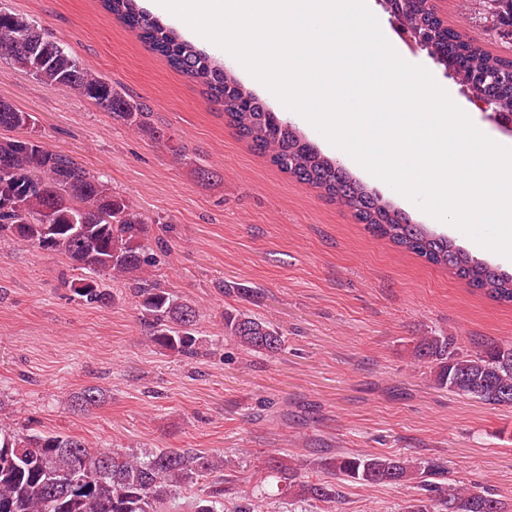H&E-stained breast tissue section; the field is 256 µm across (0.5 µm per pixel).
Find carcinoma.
I'll return each mask as SVG.
<instances>
[{"label":"carcinoma","instance_id":"obj_1","mask_svg":"<svg viewBox=\"0 0 512 512\" xmlns=\"http://www.w3.org/2000/svg\"><path fill=\"white\" fill-rule=\"evenodd\" d=\"M100 2L219 104L239 135L273 166L318 189L372 235L448 269L500 303L512 304V274L474 258L425 225L411 223L388 201L367 191L194 44L138 8L136 0ZM469 2L472 20L496 36L506 54L493 55L466 32L444 27L430 0H409L401 26L419 35L421 48L451 69L457 82L487 103L488 110L512 119V0ZM35 24L0 8V53L14 68L94 102L129 126L159 134L146 104L122 95L78 57L24 46L21 40ZM0 106L5 108L0 111V132H8L0 135V240L53 251L72 269L87 271L73 290L89 304L110 299L98 280L101 274L125 282L150 341L187 360L199 357V309L178 300L149 275L154 248L166 243L161 237L148 238V218L70 155L49 150L34 137L12 135L31 128L30 113L3 100ZM224 335L242 350L270 358L283 347V336L273 325L244 310L224 312ZM412 356L427 365L436 386L486 405L512 408V341L490 340L471 350L453 336H424L413 346ZM103 399L101 389L89 386L74 393L71 404L87 410ZM310 465L333 480L315 479L301 465L272 453L257 469V483H276L283 498L322 504L338 502V481L404 485L416 495L401 512H507L503 500L488 489L447 483L448 467L438 459L339 451ZM223 470V456L195 448L107 452L75 436L18 431L0 421V512H168L167 504L183 492L187 512H224L229 488L220 475Z\"/></svg>","mask_w":512,"mask_h":512}]
</instances>
